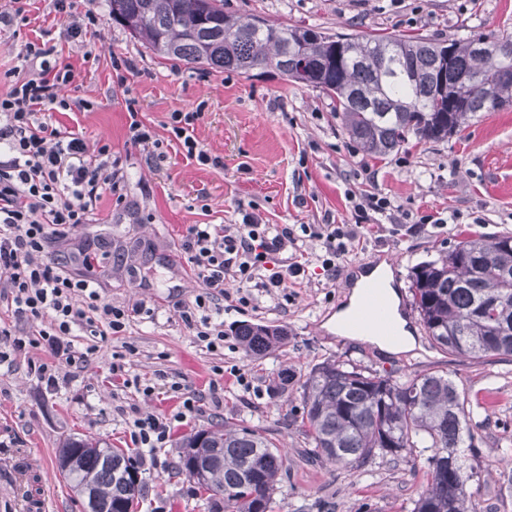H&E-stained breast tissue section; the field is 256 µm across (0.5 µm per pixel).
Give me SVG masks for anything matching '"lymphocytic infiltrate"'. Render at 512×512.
<instances>
[{
  "instance_id": "1",
  "label": "lymphocytic infiltrate",
  "mask_w": 512,
  "mask_h": 512,
  "mask_svg": "<svg viewBox=\"0 0 512 512\" xmlns=\"http://www.w3.org/2000/svg\"><path fill=\"white\" fill-rule=\"evenodd\" d=\"M56 16L67 19L73 37L97 31L102 17L94 0H52ZM16 64L5 71L9 86L0 93V278L6 283V311L17 322L37 325V337H11L12 349L43 347L51 363L38 367L47 389L63 383L60 367L80 372L93 347L76 350L71 338L81 331L93 337L121 333L132 311L112 305L99 292L98 273L110 245L99 241L74 256L81 274L63 266L49 250L52 242L68 239L75 228L95 222L103 198L120 189V161L107 142L88 145L84 136L60 123L72 108L92 110L89 99L72 100L64 90L75 80L71 63L60 60L54 44L36 39L22 44ZM195 112H175L170 131L187 159L223 167L221 157L209 154L194 136ZM323 241L330 252L344 251L354 232L347 225L301 232L285 224H264L244 214L238 224H192L181 240L190 274L201 284L192 304L184 306L181 320L195 328L197 341L207 349L224 345L221 324L211 315L221 312L224 300L246 302L245 290L255 286L273 291L287 287L289 278L303 268L287 261V252H300V233ZM179 405L172 416L142 414L133 421L131 441L138 448L156 451L169 441L172 422L194 414L202 400L199 392L171 383Z\"/></svg>"
}]
</instances>
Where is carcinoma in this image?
Returning a JSON list of instances; mask_svg holds the SVG:
<instances>
[{"mask_svg":"<svg viewBox=\"0 0 512 512\" xmlns=\"http://www.w3.org/2000/svg\"><path fill=\"white\" fill-rule=\"evenodd\" d=\"M112 20L154 55L189 68L255 69L318 89L336 103L349 136L383 158L410 140L438 142L461 132L478 112L512 104L509 37L478 35L447 44L419 35L329 33L224 12V0H109ZM454 49L446 61L444 49ZM412 303L431 344L469 360L512 357V235H477L411 271ZM244 352L267 354L286 344L280 326L242 324ZM301 426L311 452L330 463L365 466L430 452L429 477L414 512H470V475L461 449L476 447L473 414L448 374L395 378L336 360L314 366L301 384ZM180 471H203L197 484L224 512H272L283 457L261 432L224 424L180 442ZM60 473L90 512L114 503L131 512L138 471L121 448L91 437L66 440Z\"/></svg>","mask_w":512,"mask_h":512,"instance_id":"1","label":"carcinoma"}]
</instances>
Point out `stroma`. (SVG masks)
Listing matches in <instances>:
<instances>
[{
    "instance_id": "stroma-1",
    "label": "stroma",
    "mask_w": 512,
    "mask_h": 512,
    "mask_svg": "<svg viewBox=\"0 0 512 512\" xmlns=\"http://www.w3.org/2000/svg\"><path fill=\"white\" fill-rule=\"evenodd\" d=\"M104 24L98 37L68 39L66 20L54 37L76 71L77 97L95 102L63 123L88 143L105 139L120 159L124 200L104 199L111 222L77 227L70 240L52 245L64 257L84 240L112 244L101 294L116 305L145 303L121 335L97 341L80 376L55 392L44 389L40 349L11 352L0 365V464L27 468L25 449L40 462L35 478L58 512H85L83 498L62 477L58 450L71 436L89 435L124 449L137 463L141 494L133 512H211L204 491L179 470L181 439L228 422L260 430L284 450V470L273 512H413L427 484V455L414 452L396 463L333 465L307 456L310 441L292 413L310 369L326 360L397 376L444 371L472 402L471 424L480 441L465 451L463 466L471 512H512V360L465 361L431 347L411 305L410 272L459 241L478 234L512 233V105L477 113L460 133L438 142L407 145L383 159L364 154L343 129L322 92L267 74L199 70L158 58L113 21L108 0H97ZM234 16L259 15L291 26L359 34H423L459 40L472 35L512 37V0H224ZM91 59H84V52ZM132 59L133 72L115 71L111 56ZM159 135L166 158L151 166L127 138L128 102ZM199 111L194 135L224 165L210 168L186 159L167 124L172 112ZM374 192L391 203L390 217L356 225L348 193ZM266 224H350L355 237L323 268L320 241L306 243L304 271L288 287L253 290L249 302L225 306L224 347L207 351L179 317L199 283L180 255L191 224H238L244 213ZM376 259L392 260L400 309L416 345L390 353L366 341L341 337L325 322L346 303L355 270ZM243 323L276 325L288 332L284 347L261 357L246 355L234 334ZM248 370L252 390L230 371ZM285 392L274 386L282 373ZM200 390V410L174 423L157 466L140 465L130 439L141 413L170 414L172 382ZM155 388L144 397L141 386Z\"/></svg>"
}]
</instances>
